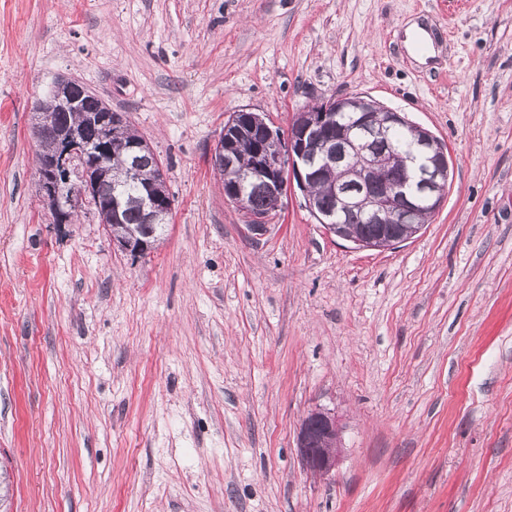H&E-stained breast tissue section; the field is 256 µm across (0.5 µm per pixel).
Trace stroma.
<instances>
[{"label": "stroma", "instance_id": "1", "mask_svg": "<svg viewBox=\"0 0 512 512\" xmlns=\"http://www.w3.org/2000/svg\"><path fill=\"white\" fill-rule=\"evenodd\" d=\"M431 19L422 62L405 29ZM59 76L162 161L150 257L41 199ZM333 95L447 145L414 238L356 247L295 187L255 237L225 198L230 114L284 131ZM316 408L324 477L296 450ZM0 468L8 512H512V0H0ZM339 437L335 414L321 408L311 410L297 435V450L303 467L315 475L331 474L339 459Z\"/></svg>", "mask_w": 512, "mask_h": 512}]
</instances>
